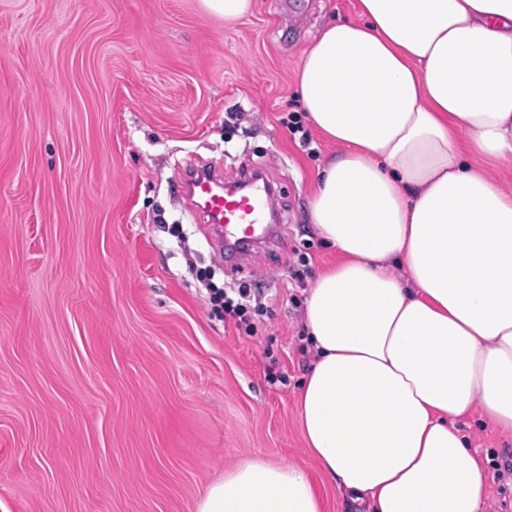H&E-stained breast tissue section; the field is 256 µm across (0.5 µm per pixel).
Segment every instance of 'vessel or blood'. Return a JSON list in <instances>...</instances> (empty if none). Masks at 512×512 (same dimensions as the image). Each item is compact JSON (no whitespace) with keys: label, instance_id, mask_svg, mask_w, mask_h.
<instances>
[{"label":"vessel or blood","instance_id":"obj_1","mask_svg":"<svg viewBox=\"0 0 512 512\" xmlns=\"http://www.w3.org/2000/svg\"><path fill=\"white\" fill-rule=\"evenodd\" d=\"M183 189L195 214L224 244L242 248L267 236L273 201L257 176L229 184L217 171L196 168L186 174Z\"/></svg>","mask_w":512,"mask_h":512}]
</instances>
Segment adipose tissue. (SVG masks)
Returning a JSON list of instances; mask_svg holds the SVG:
<instances>
[{
  "label": "adipose tissue",
  "instance_id": "1",
  "mask_svg": "<svg viewBox=\"0 0 512 512\" xmlns=\"http://www.w3.org/2000/svg\"><path fill=\"white\" fill-rule=\"evenodd\" d=\"M296 73L341 154L311 219L336 250L305 299L308 454L366 512H483L461 423L512 439V0H359ZM301 467L245 462L195 512H325Z\"/></svg>",
  "mask_w": 512,
  "mask_h": 512
}]
</instances>
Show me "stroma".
<instances>
[{"label": "stroma", "mask_w": 512, "mask_h": 512, "mask_svg": "<svg viewBox=\"0 0 512 512\" xmlns=\"http://www.w3.org/2000/svg\"><path fill=\"white\" fill-rule=\"evenodd\" d=\"M358 0H0V512H195L250 459L317 465L299 427L307 292L333 258L310 222L337 153L295 76ZM299 132L288 129L289 120ZM274 183L277 243L233 258L191 215L189 166ZM247 286L253 331L214 314ZM512 512V447L476 438ZM201 9L224 23H234L252 13L254 0H199Z\"/></svg>", "instance_id": "35a3bbf8"}]
</instances>
